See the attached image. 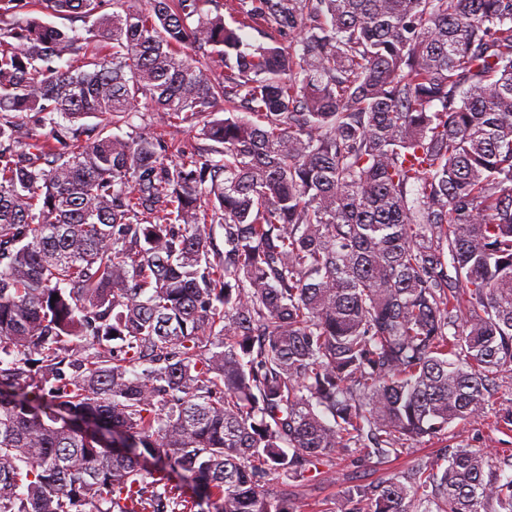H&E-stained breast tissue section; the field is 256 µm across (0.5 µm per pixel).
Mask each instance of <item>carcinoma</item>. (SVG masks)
<instances>
[{"mask_svg": "<svg viewBox=\"0 0 512 512\" xmlns=\"http://www.w3.org/2000/svg\"><path fill=\"white\" fill-rule=\"evenodd\" d=\"M135 2L0 0V512H296L511 429L512 0ZM326 512H512V448ZM139 107L140 110L147 115L146 125L142 126L144 132L157 135L165 143L170 144L173 142L187 150L196 145L197 139L195 132H191L187 129L175 131L174 129H170L160 125L159 123H156L151 116V104L144 99H142ZM150 117L152 122L150 121ZM448 443L468 444L473 448H487L495 454L501 448H512V431L496 427L494 418L471 423H454L449 427ZM435 442L436 440L429 441L427 437L421 440L411 441L408 447L411 448L408 450L409 454H403L398 461H394L393 464L389 466L388 470H385L386 467H383V469L374 464H363L348 460L343 467V471H340V473L344 474L343 478L346 479L345 482L367 483L374 481L389 472H395L410 465L417 457L435 452L440 446ZM340 482L332 483L330 481H322L317 480L313 482L307 483V486L299 488L297 490V502L298 506L301 508L298 512H310L308 511V507L306 504L314 503V502H322L327 498L332 497V495H338L340 489L342 488Z\"/></svg>", "mask_w": 512, "mask_h": 512, "instance_id": "obj_1", "label": "carcinoma"}]
</instances>
